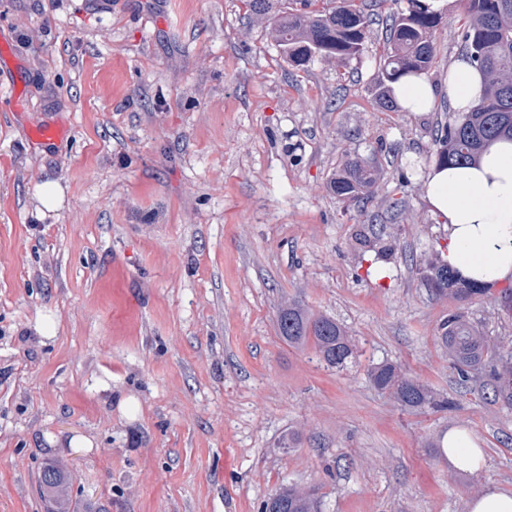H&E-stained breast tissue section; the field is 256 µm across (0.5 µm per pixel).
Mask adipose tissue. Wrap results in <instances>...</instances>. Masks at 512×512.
Here are the masks:
<instances>
[{
  "label": "adipose tissue",
  "instance_id": "obj_1",
  "mask_svg": "<svg viewBox=\"0 0 512 512\" xmlns=\"http://www.w3.org/2000/svg\"><path fill=\"white\" fill-rule=\"evenodd\" d=\"M484 76L465 60L448 73V99L459 112L482 98ZM397 103L409 112L427 111L435 97L426 75H407L393 86ZM425 199L448 226L442 257L477 284L512 283V140L490 144L474 165L433 164L426 176ZM458 469L484 465L478 439L453 428L443 448Z\"/></svg>",
  "mask_w": 512,
  "mask_h": 512
}]
</instances>
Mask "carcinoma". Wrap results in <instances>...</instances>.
Segmentation results:
<instances>
[{"mask_svg":"<svg viewBox=\"0 0 512 512\" xmlns=\"http://www.w3.org/2000/svg\"><path fill=\"white\" fill-rule=\"evenodd\" d=\"M251 12L266 19L271 39L286 61L304 67L315 60L346 61L363 50L373 18L354 3L319 8V0H297L295 7L282 8V0H247ZM466 21L460 33L463 56L485 76L483 96L470 112L448 119L437 130L440 144L437 161L460 165L478 160L491 141L512 139V0H466ZM440 16L424 0H407V8L386 19L387 52L380 58V100L394 111L397 104L390 84L410 73H426L433 64L434 34ZM380 176L373 162L355 153L343 160L330 182L337 197L360 202L374 196ZM423 279L438 297L468 300L483 296L479 288L443 258L421 259ZM277 326L289 346H310L330 367H341L353 355L354 340L335 320L315 316L301 305L285 302L278 309ZM438 339L448 364L461 382L490 358L494 368V398L512 406V349L503 346L504 337L489 336L463 314H452L439 327ZM372 384L388 393L401 407L434 405L430 391L416 378L393 363H381L370 371ZM38 485L44 493L46 512H69L74 474L63 459L40 471ZM277 512H315V493L294 487L272 495Z\"/></svg>","mask_w":512,"mask_h":512,"instance_id":"cac0c4a2","label":"carcinoma"}]
</instances>
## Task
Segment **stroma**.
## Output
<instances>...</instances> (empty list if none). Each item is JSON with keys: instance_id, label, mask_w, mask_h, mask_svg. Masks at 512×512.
Masks as SVG:
<instances>
[{"instance_id": "stroma-1", "label": "stroma", "mask_w": 512, "mask_h": 512, "mask_svg": "<svg viewBox=\"0 0 512 512\" xmlns=\"http://www.w3.org/2000/svg\"><path fill=\"white\" fill-rule=\"evenodd\" d=\"M436 9V96L407 112L379 100L380 20L358 58L297 68L243 0H0L20 61L0 69V512H43L58 458L73 512H260L288 486L320 512H467L512 490V407L437 342L455 312L512 338V284L459 302L421 273L448 235L423 185L465 0ZM47 121L63 139L31 143ZM354 152L381 172L366 202L329 188ZM286 301L342 325L352 362L289 347ZM382 362L450 407L399 406ZM451 428L481 471L453 469ZM442 450L455 468L478 471L484 466L479 440L467 431L450 429ZM38 485L44 493L46 512H70L74 474L65 460L45 465L38 476ZM468 512H512V492L500 489L495 484L469 500Z\"/></svg>"}]
</instances>
